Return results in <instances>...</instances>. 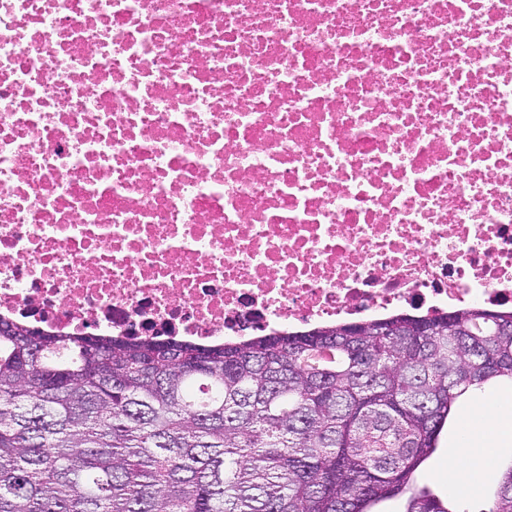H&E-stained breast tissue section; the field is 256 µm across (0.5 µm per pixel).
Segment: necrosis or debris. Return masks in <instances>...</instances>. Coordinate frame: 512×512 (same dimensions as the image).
Returning a JSON list of instances; mask_svg holds the SVG:
<instances>
[{"mask_svg": "<svg viewBox=\"0 0 512 512\" xmlns=\"http://www.w3.org/2000/svg\"><path fill=\"white\" fill-rule=\"evenodd\" d=\"M479 305L512 311V0H0V317Z\"/></svg>", "mask_w": 512, "mask_h": 512, "instance_id": "4bbe7bcc", "label": "necrosis or debris"}]
</instances>
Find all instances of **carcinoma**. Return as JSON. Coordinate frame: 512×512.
<instances>
[{
	"instance_id": "cac0c4a2",
	"label": "carcinoma",
	"mask_w": 512,
	"mask_h": 512,
	"mask_svg": "<svg viewBox=\"0 0 512 512\" xmlns=\"http://www.w3.org/2000/svg\"><path fill=\"white\" fill-rule=\"evenodd\" d=\"M200 345L0 318V512H458L415 474L458 399L512 381L483 307ZM485 512H512V463Z\"/></svg>"
}]
</instances>
